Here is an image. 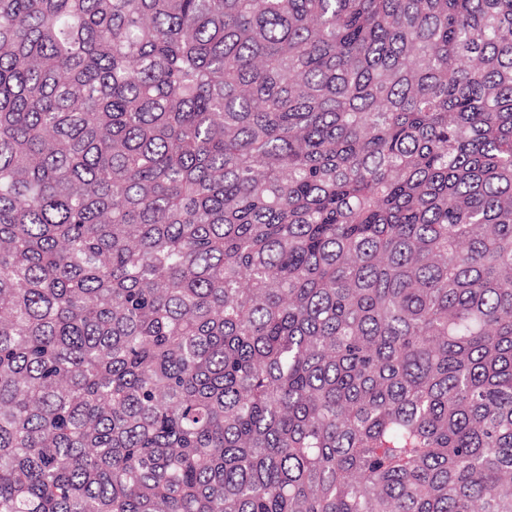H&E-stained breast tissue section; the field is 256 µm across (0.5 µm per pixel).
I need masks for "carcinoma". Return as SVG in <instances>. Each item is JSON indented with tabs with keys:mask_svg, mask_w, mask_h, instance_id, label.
<instances>
[{
	"mask_svg": "<svg viewBox=\"0 0 512 512\" xmlns=\"http://www.w3.org/2000/svg\"><path fill=\"white\" fill-rule=\"evenodd\" d=\"M0 512H512V0H0Z\"/></svg>",
	"mask_w": 512,
	"mask_h": 512,
	"instance_id": "carcinoma-1",
	"label": "carcinoma"
}]
</instances>
